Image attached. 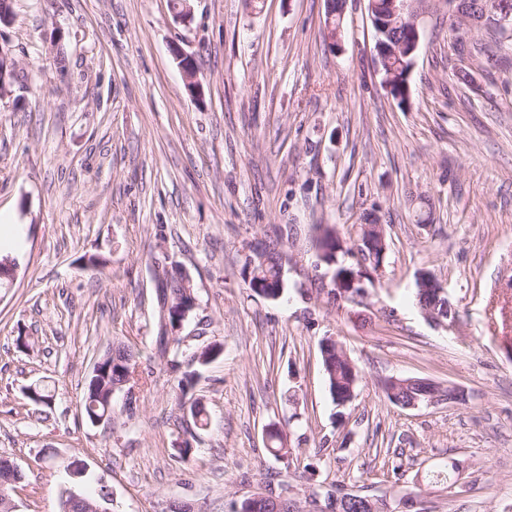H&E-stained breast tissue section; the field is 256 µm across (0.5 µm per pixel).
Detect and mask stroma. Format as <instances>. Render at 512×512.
Masks as SVG:
<instances>
[{
  "mask_svg": "<svg viewBox=\"0 0 512 512\" xmlns=\"http://www.w3.org/2000/svg\"><path fill=\"white\" fill-rule=\"evenodd\" d=\"M190 6L180 22L169 0H14L0 25L17 64L0 99V225L19 237L16 270L0 278V455L23 474L19 512H59L71 478L41 463L48 450L85 463L80 490L108 489L109 512H231L268 486L304 506L333 485L388 512H411L400 499L419 489L428 512H512V35L472 25L511 61L486 72L454 54V0H429L402 106L382 86L367 0H346L336 49L325 0ZM367 214L389 241L382 276L362 305L328 303L315 227L351 244ZM261 238L282 244L276 301L242 278ZM161 267L188 274L197 302L165 348ZM423 270L454 324L417 306ZM328 336L358 370L343 407L322 366ZM213 342L221 353L194 367ZM117 343L146 382L115 394L111 426H96L85 380ZM388 377L467 401L402 407ZM272 424L288 457L266 448ZM451 460L465 485L432 483Z\"/></svg>",
  "mask_w": 512,
  "mask_h": 512,
  "instance_id": "35a3bbf8",
  "label": "stroma"
}]
</instances>
